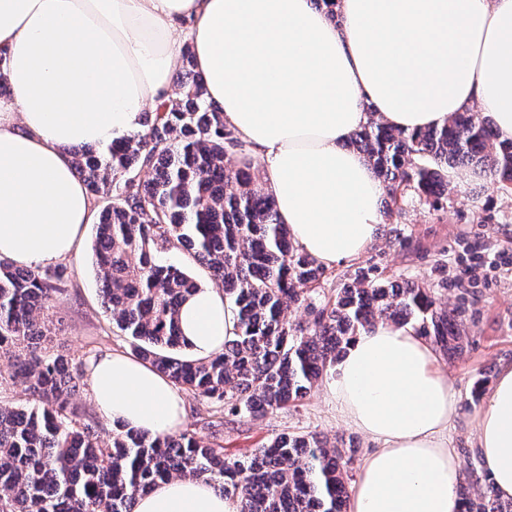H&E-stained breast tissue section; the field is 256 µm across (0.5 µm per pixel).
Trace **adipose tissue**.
<instances>
[{
  "label": "adipose tissue",
  "instance_id": "adipose-tissue-1",
  "mask_svg": "<svg viewBox=\"0 0 512 512\" xmlns=\"http://www.w3.org/2000/svg\"><path fill=\"white\" fill-rule=\"evenodd\" d=\"M0 0V259L46 266L74 253L92 200L65 150L106 147L167 98L190 44L209 101L264 162L263 181L293 242L324 267L379 236L383 187L349 138L370 113L408 132L478 105L512 140V0ZM180 321L198 358L223 350L238 309L199 288ZM105 418L155 435L184 417L176 387L113 352L88 369ZM338 416L372 442L350 512H462L448 441L459 392L432 341L377 323L351 340L326 383ZM474 429L495 493L512 500V365ZM135 512H239L208 482L161 483Z\"/></svg>",
  "mask_w": 512,
  "mask_h": 512
}]
</instances>
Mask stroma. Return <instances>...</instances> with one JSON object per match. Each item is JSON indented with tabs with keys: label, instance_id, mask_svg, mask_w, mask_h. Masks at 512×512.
I'll list each match as a JSON object with an SVG mask.
<instances>
[{
	"label": "stroma",
	"instance_id": "obj_1",
	"mask_svg": "<svg viewBox=\"0 0 512 512\" xmlns=\"http://www.w3.org/2000/svg\"><path fill=\"white\" fill-rule=\"evenodd\" d=\"M379 241L360 258L329 268L322 285L325 293L342 287L357 266H378L382 277L412 279L435 287L441 303L463 305L467 342L463 354L443 367L459 391L457 417L448 440L460 457L476 450L474 417L479 409L471 397L477 378L496 379L501 366L512 362V268L486 269V279L458 288L439 287L440 279L454 278L465 253L477 250L492 255L512 252V194L501 191L476 174L464 182L449 180L448 207L432 210L416 195L402 208L383 218ZM94 224L83 227L77 252L57 266L65 272V284L55 307L61 322L55 325L49 348L84 364L112 351L129 353L126 337L101 302L99 283L92 265ZM186 420L183 431L208 440L218 438L229 455H242L261 447L283 432H315L327 440L342 435L367 452L370 441L341 420L316 383L296 406L280 409L256 420L221 418L214 406L186 391L182 394ZM220 430H212L213 422Z\"/></svg>",
	"mask_w": 512,
	"mask_h": 512
}]
</instances>
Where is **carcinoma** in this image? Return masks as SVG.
<instances>
[{
  "label": "carcinoma",
  "mask_w": 512,
  "mask_h": 512,
  "mask_svg": "<svg viewBox=\"0 0 512 512\" xmlns=\"http://www.w3.org/2000/svg\"><path fill=\"white\" fill-rule=\"evenodd\" d=\"M353 143L389 208L414 191L445 209L448 169L462 166L512 192V141L468 109L420 132L371 120ZM242 147L207 99L186 44L171 96L142 130L105 152L69 151L97 204L103 304L137 358L225 414L259 419L301 402L351 340L381 320L412 327L451 358L462 353L464 310L438 303L432 288L385 284L369 266L336 294H320L326 269L292 242L263 182L234 163ZM179 247L238 308L237 336L209 359L183 353L179 307L198 284L161 257ZM63 282L61 271L0 260V358L8 381L28 394L23 405L0 399V512H134L139 496L177 476L212 483L239 512H347L345 465L355 448L341 439L330 446L315 433H281L242 458L187 433L154 436L124 424L101 440L73 402L83 369L47 347ZM300 307L308 319L291 322ZM457 492L463 512H512L472 466Z\"/></svg>",
  "instance_id": "cac0c4a2"
}]
</instances>
